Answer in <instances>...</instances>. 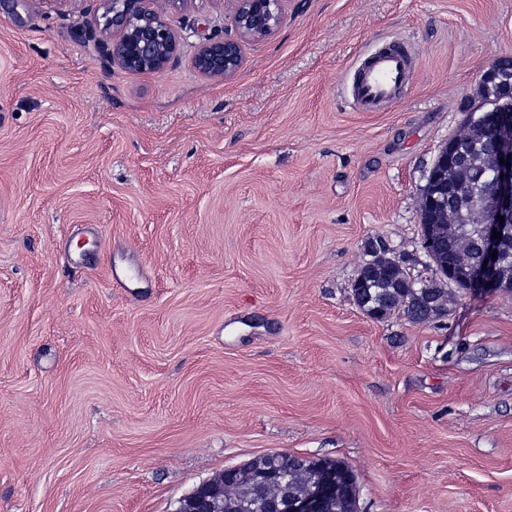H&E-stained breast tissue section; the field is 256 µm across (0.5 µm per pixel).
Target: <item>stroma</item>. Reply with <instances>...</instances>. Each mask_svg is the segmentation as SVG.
Returning <instances> with one entry per match:
<instances>
[{"label":"stroma","mask_w":512,"mask_h":512,"mask_svg":"<svg viewBox=\"0 0 512 512\" xmlns=\"http://www.w3.org/2000/svg\"><path fill=\"white\" fill-rule=\"evenodd\" d=\"M102 12L0 0V512H174L271 452L344 462L358 512H512V293L415 324L350 290L377 235L429 276L423 189L512 0H288L225 80L193 58L229 0L167 8L160 73L97 56ZM384 37L412 87L355 111Z\"/></svg>","instance_id":"35a3bbf8"}]
</instances>
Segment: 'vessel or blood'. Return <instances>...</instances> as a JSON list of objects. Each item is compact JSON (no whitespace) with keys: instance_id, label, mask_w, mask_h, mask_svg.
<instances>
[{"instance_id":"obj_1","label":"vessel or blood","mask_w":512,"mask_h":512,"mask_svg":"<svg viewBox=\"0 0 512 512\" xmlns=\"http://www.w3.org/2000/svg\"><path fill=\"white\" fill-rule=\"evenodd\" d=\"M414 74L413 57L405 44L393 43L368 55L346 85L350 105L360 112H377L397 103Z\"/></svg>"}]
</instances>
